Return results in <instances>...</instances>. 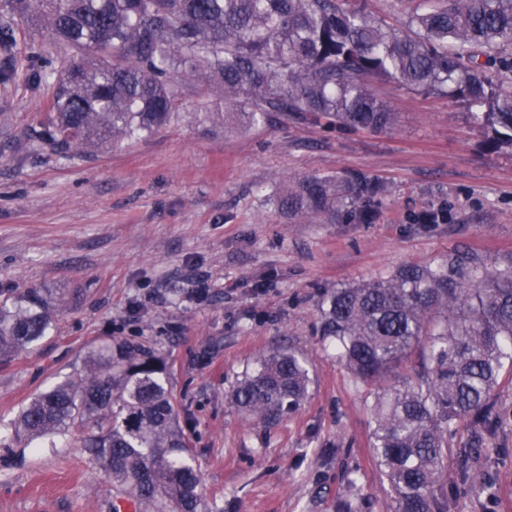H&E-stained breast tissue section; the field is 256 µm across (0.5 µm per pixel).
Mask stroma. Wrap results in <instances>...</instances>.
Returning <instances> with one entry per match:
<instances>
[{"mask_svg": "<svg viewBox=\"0 0 512 512\" xmlns=\"http://www.w3.org/2000/svg\"><path fill=\"white\" fill-rule=\"evenodd\" d=\"M404 31L420 0H350ZM397 115L375 133L310 117L225 127L215 91L184 89L179 117L152 136L60 156L39 132L50 97L0 84V300L37 287L60 298L45 336L0 363V436L32 398L83 367L89 350L139 343L165 363L194 450L207 512H386L370 453L367 390L321 336L336 288L460 252L512 266V151H489L466 106L393 81ZM336 175L372 185L333 222L289 218L290 183ZM303 352L302 409L247 425L231 390L256 353ZM486 449L448 461V512H512V382ZM356 489H349L350 478ZM112 482L70 437L0 448V512H113Z\"/></svg>", "mask_w": 512, "mask_h": 512, "instance_id": "stroma-1", "label": "stroma"}]
</instances>
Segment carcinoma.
Segmentation results:
<instances>
[{"label": "carcinoma", "instance_id": "cac0c4a2", "mask_svg": "<svg viewBox=\"0 0 512 512\" xmlns=\"http://www.w3.org/2000/svg\"><path fill=\"white\" fill-rule=\"evenodd\" d=\"M398 35L339 0H11L56 47L48 68L7 62L0 82L51 85L42 135L84 157L152 135L178 117V84L212 87L235 110L224 123L254 127L313 116L387 132L395 113L375 83L393 78L478 108L491 151L512 149V0H426ZM372 186L331 176L286 189L281 209L323 222ZM58 301L25 288L0 301V361L49 328ZM322 336L353 378L372 387V455L389 512H448L446 465L458 425L488 433L496 395L512 381V267L490 270L450 254L332 291ZM165 365L142 345L93 349L84 370L39 394L0 443L26 447L71 435L138 512H202V479L179 427ZM312 379L291 349L260 352L231 397L247 424L297 412Z\"/></svg>", "mask_w": 512, "mask_h": 512}]
</instances>
